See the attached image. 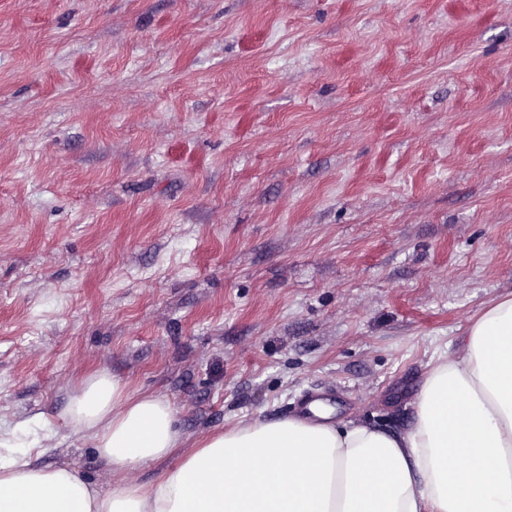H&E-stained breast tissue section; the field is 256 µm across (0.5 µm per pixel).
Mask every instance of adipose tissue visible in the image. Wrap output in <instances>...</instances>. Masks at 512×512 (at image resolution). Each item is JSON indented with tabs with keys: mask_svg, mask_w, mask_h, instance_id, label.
Masks as SVG:
<instances>
[{
	"mask_svg": "<svg viewBox=\"0 0 512 512\" xmlns=\"http://www.w3.org/2000/svg\"><path fill=\"white\" fill-rule=\"evenodd\" d=\"M461 352L439 357L404 432L310 418L240 421L179 452L170 404L105 372L81 379L68 417L93 431L115 483L0 453V512H512V293L486 303ZM158 467L148 482L127 472Z\"/></svg>",
	"mask_w": 512,
	"mask_h": 512,
	"instance_id": "obj_1",
	"label": "adipose tissue"
}]
</instances>
